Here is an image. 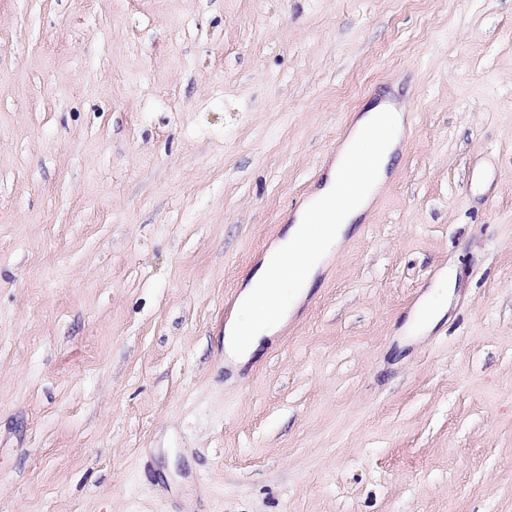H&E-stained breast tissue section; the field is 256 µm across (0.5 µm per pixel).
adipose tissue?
Segmentation results:
<instances>
[{"label":"adipose tissue","instance_id":"ef3b65f1","mask_svg":"<svg viewBox=\"0 0 512 512\" xmlns=\"http://www.w3.org/2000/svg\"><path fill=\"white\" fill-rule=\"evenodd\" d=\"M402 125L397 112L376 106L357 122L349 141L315 200L323 204L325 221L315 224L298 216L269 250L241 292L239 306L224 326V350L233 360H250L278 330L284 315L304 299L315 283L319 260L332 252L365 210L380 176L390 165ZM291 253L288 270L278 268Z\"/></svg>","mask_w":512,"mask_h":512}]
</instances>
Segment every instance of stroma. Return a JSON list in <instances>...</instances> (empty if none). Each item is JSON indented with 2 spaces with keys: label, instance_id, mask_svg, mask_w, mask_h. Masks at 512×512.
I'll return each instance as SVG.
<instances>
[{
  "label": "stroma",
  "instance_id": "1",
  "mask_svg": "<svg viewBox=\"0 0 512 512\" xmlns=\"http://www.w3.org/2000/svg\"><path fill=\"white\" fill-rule=\"evenodd\" d=\"M382 98L383 188L228 364ZM0 512H512V0H0ZM448 288H451V285L448 284V279L445 280L444 277L440 278L433 286V290L425 302L427 315L422 319L419 318V314L416 315L415 321L418 322V324L427 326L438 318L445 308L448 299Z\"/></svg>",
  "mask_w": 512,
  "mask_h": 512
}]
</instances>
